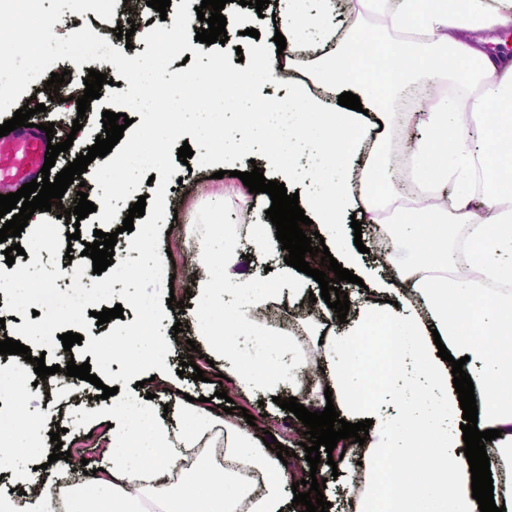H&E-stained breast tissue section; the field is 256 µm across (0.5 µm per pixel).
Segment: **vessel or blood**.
<instances>
[{
	"instance_id": "obj_1",
	"label": "vessel or blood",
	"mask_w": 512,
	"mask_h": 512,
	"mask_svg": "<svg viewBox=\"0 0 512 512\" xmlns=\"http://www.w3.org/2000/svg\"><path fill=\"white\" fill-rule=\"evenodd\" d=\"M45 152L44 134L36 128L20 127L0 139V184L40 178Z\"/></svg>"
}]
</instances>
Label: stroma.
I'll return each mask as SVG.
<instances>
[{
	"mask_svg": "<svg viewBox=\"0 0 512 512\" xmlns=\"http://www.w3.org/2000/svg\"><path fill=\"white\" fill-rule=\"evenodd\" d=\"M137 7L140 23L131 40L116 39L111 28L103 26L105 15L123 16L130 7ZM41 13L53 17L55 24L50 33L32 31V41L28 48L13 52L6 68L0 69V124L12 118L14 112L25 104L26 100L45 104L47 110L43 123L54 126V142L65 141L67 135H74L72 152L85 151L94 144L97 135L103 134L102 114L107 110L106 96L112 92V85H103L101 96L92 100L85 117H78L76 97L83 95L84 73L80 70L66 71L63 62L62 47L70 43V35L75 27L91 26L99 37L111 41L113 48L122 50L132 47L134 54L146 51L143 40L150 31V20L156 12L143 0H81L79 6H72L70 0H39ZM64 73L65 81L60 88L59 98H51L44 85L51 74ZM391 108L396 120L387 132V147L396 161H403L407 153V144L417 133L415 120L411 115L423 108L422 102L410 97L396 96ZM81 120L83 127L73 131V120ZM262 155L253 160L234 162V176L215 178V166H180L176 180L170 181L166 189V209L168 214L161 227L159 251L163 253L164 272L174 278L176 299H186L188 292L196 291L199 283L207 279L209 268L202 264L198 250V239L208 228L229 224L239 229V249L245 259L237 271L241 278H257L269 287L281 285L280 272L285 266V252L278 245L267 249H258L242 229L253 220V207L256 194L250 193L239 175L251 171L253 166L263 165ZM301 282L308 285L307 293L295 297L292 301H278L254 312L253 317L259 324L268 326L278 341H291L296 353L305 362V370L296 386L313 393L317 410H324V376L317 360L318 346L316 335L324 331L325 324L320 310L309 307V295L318 291L319 285L311 276L301 275ZM185 312L179 308L167 310L162 321L163 335L170 351L165 364L171 375L166 381H153L144 384V391L155 394L158 405H171L181 402L183 395L197 398L207 397L208 409H216L219 400L214 393L225 390L233 399L236 409L226 415L225 420L236 426H245L246 415H253L260 422L261 430L272 433L278 444L288 447L293 455L287 460L288 470H298L299 456L303 454L304 439L302 426L296 416L283 410L272 399H260L258 394L241 391L235 382H218L217 377L224 371L223 359L213 352L214 345L208 337L196 335L194 328L174 333V324L184 319ZM193 360L201 368L204 378L194 381L190 376L180 375L182 362ZM15 371L24 376L25 410L23 417L32 421L37 428L40 442L36 466L23 473L6 472L0 476V495H10L11 491L22 490L33 494L47 478H54L58 484L56 495L69 499L76 487L70 473L56 472L47 461L52 452L50 432L55 427H63L61 437L63 450L69 451L72 458L87 459L89 469L105 464V448L112 445V430L108 418H100L88 425L75 429L70 425L71 412L75 408L69 398V388L57 376H48L38 381L34 367L18 355H0V371Z\"/></svg>",
	"mask_w": 512,
	"mask_h": 512,
	"instance_id": "stroma-1",
	"label": "stroma"
}]
</instances>
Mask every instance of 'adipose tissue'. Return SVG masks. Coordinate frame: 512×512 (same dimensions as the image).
<instances>
[{"label": "adipose tissue", "instance_id": "ef3b65f1", "mask_svg": "<svg viewBox=\"0 0 512 512\" xmlns=\"http://www.w3.org/2000/svg\"><path fill=\"white\" fill-rule=\"evenodd\" d=\"M350 12L387 17L391 36L370 35L335 43V0H288L277 21L284 54L253 48L254 65L238 83L264 82L287 66L308 38L337 51L320 56L313 83L292 85L287 104L264 102L241 115L240 133L211 140L213 155L248 153L267 142L269 167L310 180L313 189L299 205L318 224L339 264L360 277L364 290L349 294L347 320L335 323L319 348L337 412L355 423L372 420L364 452L365 486L357 512H480L472 496L471 472L459 427L461 407L445 344L453 358L469 357L465 371L474 383L479 430L501 435L486 444L496 505L512 512V56H489L481 31L512 26V0H347ZM467 81L482 79L471 122L441 94L419 114L421 134L405 163V180L417 196L435 199L439 186L457 189L448 207L402 211L390 225L395 247L412 248L411 259L395 263L383 277L364 263L346 219L359 212L374 223L392 193L386 125L393 97L436 81L445 72ZM358 95L355 111L336 103L342 93ZM483 130L475 146L472 124ZM490 185L484 203L492 222L471 219L465 237L455 230L468 212L475 173ZM204 263L224 270V291L242 310L224 325L198 319L202 336L230 337L221 346L224 369L246 391L265 395L293 384L303 367L297 355L265 348L263 328L248 311L264 306L274 291L234 273L237 242L232 233L198 243ZM395 398L394 417L379 405ZM137 416L117 436L112 464L89 486L78 488L70 512H302L293 505L290 472L250 431L224 423L194 403L171 418L136 397ZM224 430V470L186 463L185 448L214 428ZM182 471L176 492H155L159 473Z\"/></svg>", "mask_w": 512, "mask_h": 512}]
</instances>
